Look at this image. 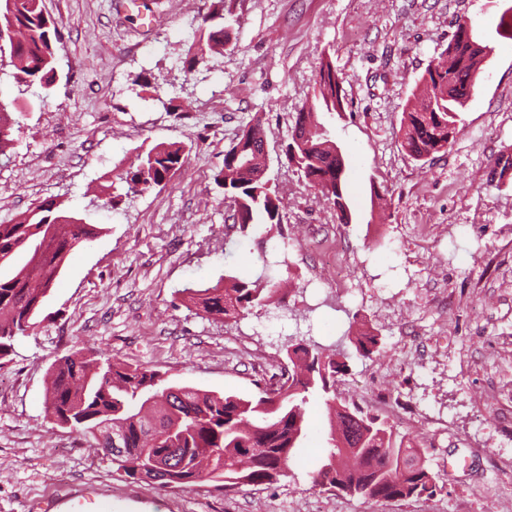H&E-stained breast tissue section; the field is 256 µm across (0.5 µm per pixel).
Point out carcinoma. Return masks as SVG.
I'll list each match as a JSON object with an SVG mask.
<instances>
[{
    "label": "carcinoma",
    "mask_w": 512,
    "mask_h": 512,
    "mask_svg": "<svg viewBox=\"0 0 512 512\" xmlns=\"http://www.w3.org/2000/svg\"><path fill=\"white\" fill-rule=\"evenodd\" d=\"M41 0H0V27L25 30L16 47L0 56L4 65L18 56L26 64V81L19 94L36 86L53 87L60 33L47 16ZM203 17L194 65L210 51L224 47L228 32L211 22L224 18V0ZM486 47L457 23L455 34L420 82L425 87L422 105L403 112L402 147L410 157L423 160L448 149L462 132L459 112L474 95L478 63L474 58ZM336 69L325 58L319 67L313 98L297 112L295 123L309 126L303 143L291 142L287 160L296 163L312 187L331 199L341 224L352 222L347 198V159L329 146L330 139L318 121V111H345ZM16 120L0 117V155L14 141ZM265 137L262 121L245 127L224 151V164L215 182L234 202L233 223L242 237L259 228L281 229L279 197L260 180V146ZM185 147L159 143L140 156L139 164L120 177L127 193L135 194L167 182L172 165L183 164ZM99 230L78 218L65 219L62 209L45 201L24 213L14 224H0V366L13 340L36 327L56 278L71 252L92 241ZM271 265L255 279L230 276L224 285L186 288L185 300L202 314L230 321L266 306L279 291L270 275ZM352 342L364 357H371L376 336L360 332ZM278 397L268 394L270 383L255 381L258 394L241 397L217 394L188 386H175L159 372L120 361L100 362L92 350L76 349L59 359L46 397V409L55 424L80 437H92L97 447L110 453L112 435L122 438L123 451L113 462L129 476L137 467L164 457L171 469L159 478L162 488L195 485L227 491L239 484H274L287 476L293 449L305 436V405L314 392L322 393L329 434L324 465L313 475V484L346 495L374 500L432 497L434 476L416 448L398 439L387 421L353 405H339L330 396L338 376L348 370L346 354L336 349H313L298 341L286 354ZM355 460L341 472L327 469L336 457Z\"/></svg>",
    "instance_id": "1"
}]
</instances>
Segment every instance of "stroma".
<instances>
[{
    "label": "stroma",
    "instance_id": "stroma-1",
    "mask_svg": "<svg viewBox=\"0 0 512 512\" xmlns=\"http://www.w3.org/2000/svg\"><path fill=\"white\" fill-rule=\"evenodd\" d=\"M212 3L43 0L61 36L58 82L13 114L0 224L52 199L100 233L72 251L36 328L0 366V512H69L84 490L112 512H512V179H490L512 153V0H224L229 43L189 66ZM464 18L489 47L478 89L462 134L418 161L401 147L402 113ZM325 57L349 104L320 115L349 162L347 225L283 154ZM257 115L283 231L244 239L214 177ZM158 143L184 145L183 166L109 203L107 181ZM325 251L346 265V287ZM265 259L282 281L275 303L230 325L182 303L184 289ZM356 317L379 339L368 359L347 337ZM298 339L346 352L337 402L427 448L436 496L314 486L327 434L315 396L287 477L229 491L128 476L46 412L51 371L74 347L174 385L251 395Z\"/></svg>",
    "mask_w": 512,
    "mask_h": 512
}]
</instances>
